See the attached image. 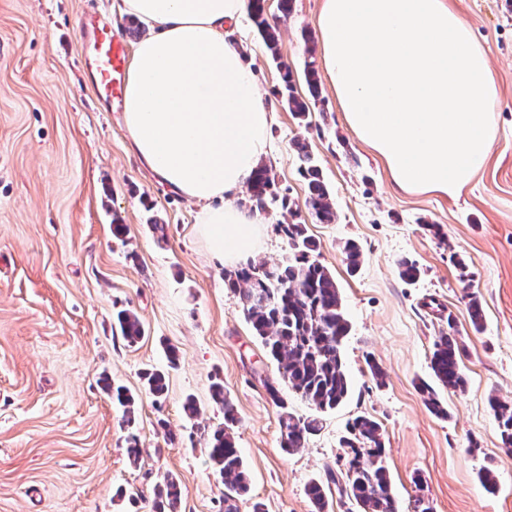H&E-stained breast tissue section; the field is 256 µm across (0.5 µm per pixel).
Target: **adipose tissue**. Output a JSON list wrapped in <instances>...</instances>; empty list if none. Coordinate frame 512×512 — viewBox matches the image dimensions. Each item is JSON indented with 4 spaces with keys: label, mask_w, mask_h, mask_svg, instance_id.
Listing matches in <instances>:
<instances>
[{
    "label": "adipose tissue",
    "mask_w": 512,
    "mask_h": 512,
    "mask_svg": "<svg viewBox=\"0 0 512 512\" xmlns=\"http://www.w3.org/2000/svg\"><path fill=\"white\" fill-rule=\"evenodd\" d=\"M154 33L134 52L124 120L140 158L196 200L197 232L226 263L253 252L260 210L228 204L269 156L273 108L236 30L245 0H124ZM324 69L349 128L411 195L459 197L497 138L499 90L453 0H322Z\"/></svg>",
    "instance_id": "1"
}]
</instances>
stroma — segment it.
Instances as JSON below:
<instances>
[{
    "label": "stroma",
    "mask_w": 512,
    "mask_h": 512,
    "mask_svg": "<svg viewBox=\"0 0 512 512\" xmlns=\"http://www.w3.org/2000/svg\"><path fill=\"white\" fill-rule=\"evenodd\" d=\"M321 0H294L280 18L279 55L251 33L248 57L274 108V190L302 201L296 142L308 144L332 195L336 219L292 216L267 203L255 261L288 255L278 225H306L319 261L336 279L350 324L344 360L348 399L324 413L305 448L281 447L273 383L300 417L314 410L270 360L224 286V263L195 231L196 203L171 193L135 156L121 113L103 111L81 66L80 20L106 15L114 38L135 48L123 0H0V512H152L165 476L180 485L178 512H314L307 489L343 473L346 425L366 414L384 431L385 464L399 512H413L414 478L431 512H512V450L503 448L490 398L512 400V0H455L481 39L500 91L499 134L484 170L459 199L408 195L348 129L327 78L308 121L279 94L281 66L307 96L304 36ZM125 224L123 238L113 222ZM443 227L434 236L429 225ZM363 253L348 270L346 240ZM422 270L400 279L402 259ZM483 303L473 329L466 289ZM134 311L145 335L128 345L115 322ZM464 348V390L444 392L447 419L425 406L438 337ZM179 353L170 365L166 346ZM375 360L384 380L372 377ZM149 370L165 373L157 400ZM220 382L234 405L249 491L224 503L207 456L208 432L224 422L211 399ZM137 401L134 423L111 387ZM200 413L188 417L186 398ZM142 458L132 464L126 436ZM491 469L494 489L480 480Z\"/></svg>",
    "instance_id": "1"
}]
</instances>
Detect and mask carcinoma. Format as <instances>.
Masks as SVG:
<instances>
[{
	"label": "carcinoma",
	"instance_id": "1",
	"mask_svg": "<svg viewBox=\"0 0 512 512\" xmlns=\"http://www.w3.org/2000/svg\"><path fill=\"white\" fill-rule=\"evenodd\" d=\"M251 18L270 50L278 58V26L269 21L263 0H250ZM282 91L288 108L303 121L310 115L309 103L294 91L293 75L282 68ZM301 162V175L307 181L303 205L281 200V206L292 214L307 210L322 224L336 219L330 193L321 178L320 170L308 146L296 144ZM274 178L267 166H262L249 186V201L254 203L274 198ZM280 230L288 239V259L269 266L247 261L234 271L224 273V282L238 296L245 320L263 344L267 356L283 369L288 384L315 410V415L298 418L288 411L287 402L278 388L267 382L266 390L280 408L279 425L282 448L291 453L305 446L308 438L321 429L319 414L334 410L350 393V381L343 362V341L350 325L344 313L339 289L329 271L315 256L316 243L306 235L303 224H282ZM347 267L355 271L362 262L359 245L349 240L342 247ZM399 276L413 283L421 276L418 264L409 259L399 263ZM471 323L480 329L483 309L476 293L467 294ZM123 338L130 344L144 337L138 316L124 309L116 313ZM464 348L460 345L453 323H448V335L433 343L430 368L438 386L446 390L464 388L462 369ZM424 402L430 412L440 419L448 418V409L435 387L419 384ZM212 400L224 408V424L215 427L207 440V454L215 472L227 488L224 500L248 491L249 475L235 437L237 422L234 406L224 394V385L213 384ZM490 407L498 422L502 444L512 447V401L490 399ZM348 436L342 440L349 457L348 468L342 476L329 470L326 481H313L308 495L315 512H326L328 492L334 484L340 493L354 500L360 512H398L389 472L384 465L385 442L381 424L368 415H360L348 423ZM181 491L177 481L166 478L154 489L153 512H178Z\"/></svg>",
	"mask_w": 512,
	"mask_h": 512
}]
</instances>
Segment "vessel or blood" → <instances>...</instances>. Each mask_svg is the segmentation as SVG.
I'll list each match as a JSON object with an SVG mask.
<instances>
[{
    "instance_id": "1",
    "label": "vessel or blood",
    "mask_w": 512,
    "mask_h": 512,
    "mask_svg": "<svg viewBox=\"0 0 512 512\" xmlns=\"http://www.w3.org/2000/svg\"><path fill=\"white\" fill-rule=\"evenodd\" d=\"M81 32L92 48L83 66L98 101L108 112L120 108L126 81L123 43L114 40L111 24L97 13L83 15Z\"/></svg>"
}]
</instances>
